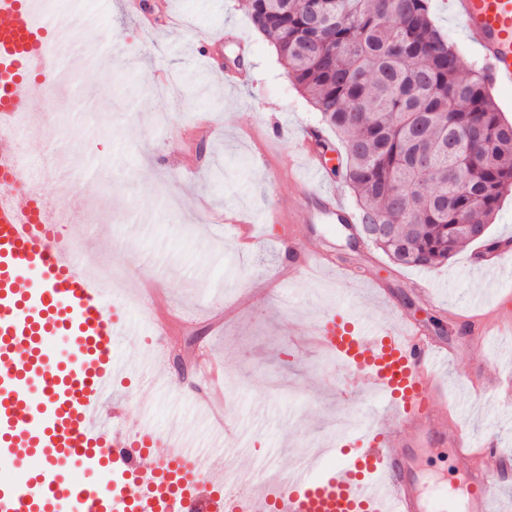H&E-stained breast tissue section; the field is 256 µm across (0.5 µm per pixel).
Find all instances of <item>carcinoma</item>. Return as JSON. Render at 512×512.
<instances>
[{
  "label": "carcinoma",
  "mask_w": 512,
  "mask_h": 512,
  "mask_svg": "<svg viewBox=\"0 0 512 512\" xmlns=\"http://www.w3.org/2000/svg\"><path fill=\"white\" fill-rule=\"evenodd\" d=\"M295 86L342 142L338 173L371 241L401 267L431 268L489 234L512 192V123L483 71L465 77L431 0H245ZM404 244L399 256L395 242Z\"/></svg>",
  "instance_id": "1"
}]
</instances>
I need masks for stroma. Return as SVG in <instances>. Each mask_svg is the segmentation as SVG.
Masks as SVG:
<instances>
[{
  "instance_id": "1",
  "label": "stroma",
  "mask_w": 512,
  "mask_h": 512,
  "mask_svg": "<svg viewBox=\"0 0 512 512\" xmlns=\"http://www.w3.org/2000/svg\"><path fill=\"white\" fill-rule=\"evenodd\" d=\"M53 2L94 22L63 30L71 59L58 70L56 95L34 103L42 124L24 149L35 159L57 151L86 187L65 197L44 181L35 191L44 204L73 211L68 233L81 263L117 276L112 310L137 329L116 342L117 357L143 359L157 335L167 345L166 358L148 371L116 378L113 398L138 399L152 380L149 427L162 433L180 423L206 451L215 431L197 400L205 383L199 363L207 357L223 369L226 382L212 400L242 437L223 446L225 480H234L241 458L263 475L278 459L296 466L309 446L379 423L381 398L345 395L341 361L311 342L310 326L340 303L380 325L399 311L434 342L449 344L463 335L475 304L489 308L512 294V264L475 268V244L434 268H401L351 227L272 218L280 199L300 190L288 171L292 143L321 120L274 46L252 28L242 0H169L174 27L159 18L162 0H148L139 15L126 0ZM432 16L457 47L462 72L480 68L442 0H432ZM233 31L250 44L253 82L228 89L215 73L237 52L226 38ZM217 32L223 40L201 58L195 40ZM248 210L265 218L252 228L264 234L263 246L243 247L241 227L224 221ZM298 238L351 266L355 281L310 271L278 287L276 266ZM409 279L428 281L433 300L406 288ZM371 282L390 294L392 307L372 300ZM483 363L512 371V337H489L449 362L448 400L474 439L492 434L512 449V411L461 380Z\"/></svg>"
}]
</instances>
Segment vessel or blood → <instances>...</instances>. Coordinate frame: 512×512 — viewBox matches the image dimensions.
<instances>
[{
  "label": "vessel or blood",
  "instance_id": "obj_1",
  "mask_svg": "<svg viewBox=\"0 0 512 512\" xmlns=\"http://www.w3.org/2000/svg\"><path fill=\"white\" fill-rule=\"evenodd\" d=\"M475 47L491 84L512 88V0H448ZM62 22L36 0H0V125L39 124L31 108L56 87L42 73L58 53L43 33ZM306 130L294 152L323 171ZM14 147L0 140V180L34 185L68 183L67 173L44 174L13 165ZM300 220L316 214L358 224L321 184L305 186L295 206ZM61 209L32 193L0 196V512H492L502 492L507 451L496 438L471 446L464 428L439 407L440 364L453 350L435 345L415 324L351 327L328 316L315 326L317 342L349 364L350 389L385 400L383 422L352 437L353 456L313 474L301 466L239 495L225 496L221 463L191 448L179 432L154 434L131 418L127 405L103 396L125 365L112 355L116 337L130 334L105 305L112 291L88 275L60 231ZM512 330V303L467 318L475 343ZM451 453L465 493H426L416 460L422 450ZM91 470L96 482L75 477Z\"/></svg>",
  "mask_w": 512,
  "mask_h": 512
}]
</instances>
